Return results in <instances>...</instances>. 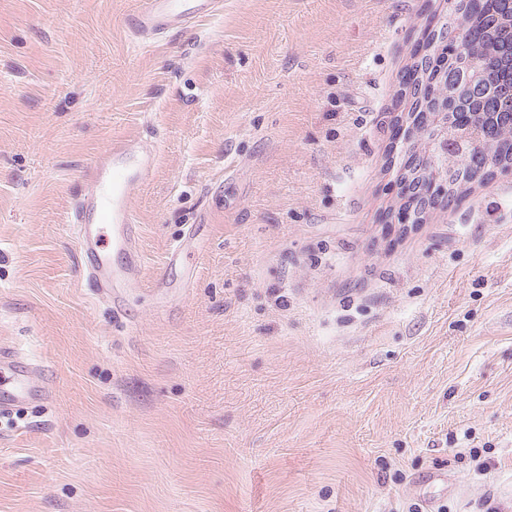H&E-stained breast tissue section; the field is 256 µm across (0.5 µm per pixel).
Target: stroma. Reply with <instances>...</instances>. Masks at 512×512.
I'll use <instances>...</instances> for the list:
<instances>
[{
    "instance_id": "obj_1",
    "label": "stroma",
    "mask_w": 512,
    "mask_h": 512,
    "mask_svg": "<svg viewBox=\"0 0 512 512\" xmlns=\"http://www.w3.org/2000/svg\"><path fill=\"white\" fill-rule=\"evenodd\" d=\"M140 6L0 0V348L51 391L0 417V512H512V178L379 220L445 0H217L148 46ZM129 135L114 308L66 217Z\"/></svg>"
}]
</instances>
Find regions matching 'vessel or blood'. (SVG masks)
<instances>
[{
  "instance_id": "1",
  "label": "vessel or blood",
  "mask_w": 512,
  "mask_h": 512,
  "mask_svg": "<svg viewBox=\"0 0 512 512\" xmlns=\"http://www.w3.org/2000/svg\"><path fill=\"white\" fill-rule=\"evenodd\" d=\"M215 4L216 0H143L129 27L136 38L154 40L209 15ZM157 162L156 150L144 147L138 137L127 136L112 140L83 175L85 190L75 200L68 222L88 258L83 274L104 295L141 286L138 226L129 191L149 179ZM113 249L127 256L124 273L112 268L109 252ZM34 383L31 369L20 365L11 353L0 352V414L24 400Z\"/></svg>"
}]
</instances>
